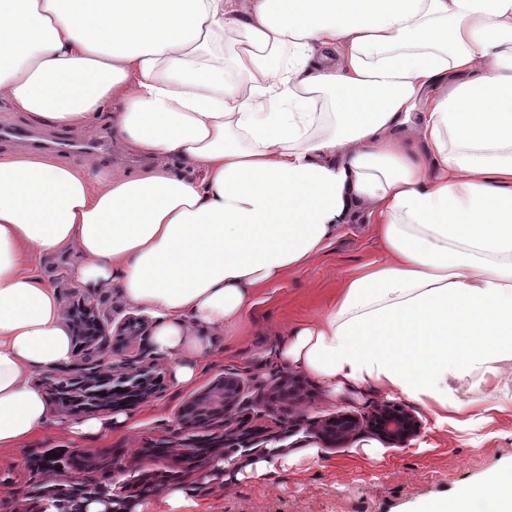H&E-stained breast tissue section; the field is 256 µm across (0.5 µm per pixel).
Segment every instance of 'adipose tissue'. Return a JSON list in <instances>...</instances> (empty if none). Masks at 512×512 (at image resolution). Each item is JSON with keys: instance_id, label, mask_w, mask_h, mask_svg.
<instances>
[{"instance_id": "ef3b65f1", "label": "adipose tissue", "mask_w": 512, "mask_h": 512, "mask_svg": "<svg viewBox=\"0 0 512 512\" xmlns=\"http://www.w3.org/2000/svg\"><path fill=\"white\" fill-rule=\"evenodd\" d=\"M0 100L67 128L112 109L116 145L153 161L0 152V450L53 423L31 374L74 348L35 262L70 251L84 287L119 282L153 315L190 387L258 290L370 224L384 260L288 328L282 362L403 396L438 430L481 420L468 378L512 380V0H0ZM325 457L310 438L213 478L267 485ZM211 510L184 479L134 507ZM431 512H512V471Z\"/></svg>"}]
</instances>
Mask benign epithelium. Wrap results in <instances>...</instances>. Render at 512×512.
Instances as JSON below:
<instances>
[{
  "mask_svg": "<svg viewBox=\"0 0 512 512\" xmlns=\"http://www.w3.org/2000/svg\"><path fill=\"white\" fill-rule=\"evenodd\" d=\"M65 295L72 301L66 309L71 334L78 335L82 322L90 321L95 329L87 343V352L74 360L65 370H52L42 377L46 385L57 390L66 387L84 396L100 398V405L87 407L91 413L113 404V393L131 391L142 397L150 393L152 368L155 358L145 350L135 359L112 361V315L103 310L97 291L89 288H67ZM287 376L271 374L260 380L244 379L237 372H228L224 378L189 401L181 410L172 430L173 437L187 446L198 443L196 432L208 431L206 440L212 448L237 445L250 448L269 441H280L285 434H294L306 428L318 435L326 447L340 448L359 435L367 434L381 439L390 447H402L420 430V421L414 412L395 404L369 406L362 414L340 411L333 416L309 423L274 404L273 395L285 387ZM262 407L264 412L279 422V430L260 438L249 429L247 411Z\"/></svg>",
  "mask_w": 512,
  "mask_h": 512,
  "instance_id": "7a95c632",
  "label": "benign epithelium"
}]
</instances>
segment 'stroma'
I'll use <instances>...</instances> for the list:
<instances>
[{"label":"stroma","mask_w":512,"mask_h":512,"mask_svg":"<svg viewBox=\"0 0 512 512\" xmlns=\"http://www.w3.org/2000/svg\"><path fill=\"white\" fill-rule=\"evenodd\" d=\"M6 129L14 130V137H3ZM29 133L45 141L69 140L73 150L61 151L60 157L72 165L83 164L87 158L80 152V145L100 140L108 144L106 152L96 158L101 169L119 168L136 175L149 165L148 160L132 152L111 148L112 123L107 116L82 128L38 126L0 101V151L28 149L25 136ZM383 257L371 225L344 227L324 255L257 294L245 316L219 335L216 350L197 385L176 388L169 363L156 362L155 393L121 407V414L128 418L125 427L81 443L72 442L63 430L53 428L22 448L0 452V512H24L26 490L42 481L29 460L45 453L68 454L76 449L109 452L119 468L118 473L109 476L115 484L144 472L178 469L185 454L183 448L169 449L160 464L149 454L150 448L170 438L178 411L224 373L265 377L284 372V365L275 355L281 333L317 315L342 279ZM300 380L303 396L294 409L313 420L327 418L341 409L358 412L370 404L403 401L402 396L392 393H350L342 399L325 392L308 375H301ZM416 414L422 424L418 436L406 447L386 449L382 460L357 456L347 447L330 448L322 467L303 474H280L271 486L244 483L226 489L209 483L200 491L213 512H423L425 504L442 493L486 482L512 469V413L493 415L477 432H438L424 409H417Z\"/></svg>","instance_id":"stroma-1"}]
</instances>
